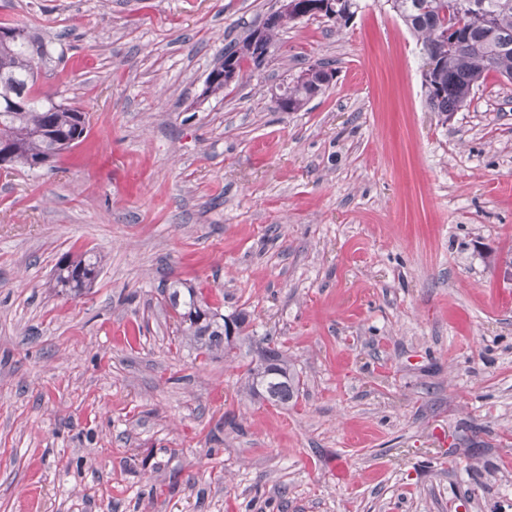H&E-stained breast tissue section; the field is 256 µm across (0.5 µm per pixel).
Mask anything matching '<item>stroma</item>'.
<instances>
[{
    "mask_svg": "<svg viewBox=\"0 0 512 512\" xmlns=\"http://www.w3.org/2000/svg\"><path fill=\"white\" fill-rule=\"evenodd\" d=\"M359 4L206 97L280 0H0L89 119L0 171V512H512V81L441 119L416 37ZM319 60L325 93L278 110ZM176 279L277 337L297 398L191 348ZM100 257L89 252L69 254L59 267L58 284L78 293L91 284L99 272Z\"/></svg>",
    "mask_w": 512,
    "mask_h": 512,
    "instance_id": "obj_1",
    "label": "stroma"
}]
</instances>
